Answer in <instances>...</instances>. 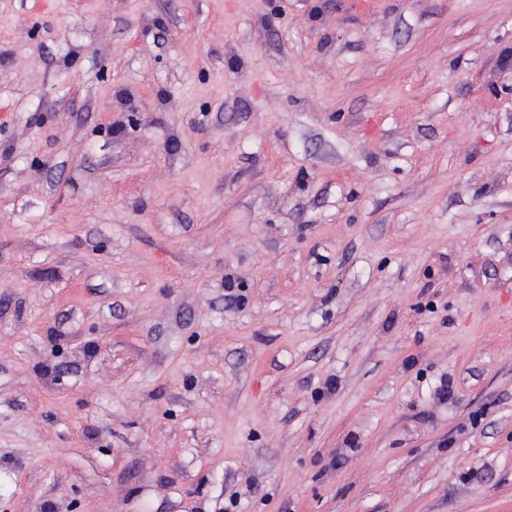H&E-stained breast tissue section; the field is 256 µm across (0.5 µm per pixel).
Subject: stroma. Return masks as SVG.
I'll return each instance as SVG.
<instances>
[{
  "label": "stroma",
  "mask_w": 512,
  "mask_h": 512,
  "mask_svg": "<svg viewBox=\"0 0 512 512\" xmlns=\"http://www.w3.org/2000/svg\"><path fill=\"white\" fill-rule=\"evenodd\" d=\"M232 495L512 512V0H0V512Z\"/></svg>",
  "instance_id": "1"
}]
</instances>
